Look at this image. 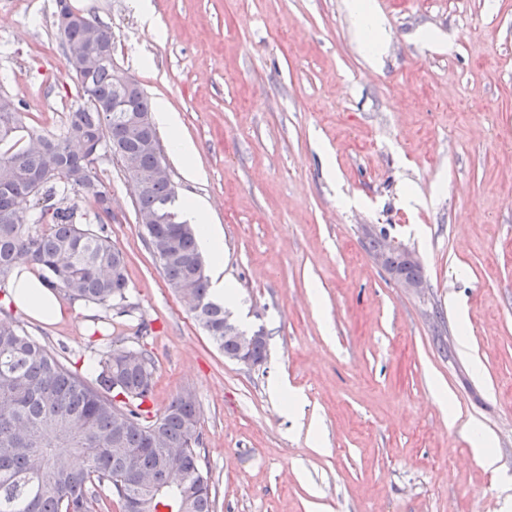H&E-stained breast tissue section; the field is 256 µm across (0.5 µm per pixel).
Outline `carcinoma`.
Returning <instances> with one entry per match:
<instances>
[{
    "instance_id": "carcinoma-1",
    "label": "carcinoma",
    "mask_w": 512,
    "mask_h": 512,
    "mask_svg": "<svg viewBox=\"0 0 512 512\" xmlns=\"http://www.w3.org/2000/svg\"><path fill=\"white\" fill-rule=\"evenodd\" d=\"M68 73L87 95L59 134L25 123L21 112H0V286L12 271L34 265L48 288L120 315L127 304L126 259L112 243L107 222H84L78 201L99 203L106 185L93 173L101 150L112 153L134 188L137 212L155 218L146 241L177 295L194 300L195 321L229 358L224 303L210 293L194 229L182 220V202L170 178H156L162 158L152 101L112 58V32L84 18L57 29ZM127 100L131 109L112 110ZM32 201L33 212L18 206ZM42 224L34 231L31 226ZM389 264L408 278H423L409 251ZM112 341L87 380L0 311V512H102L116 500L158 512L164 497L175 512H215L208 475L200 464L201 409L196 396L177 394L160 415L145 404L153 396L155 361L142 339Z\"/></svg>"
}]
</instances>
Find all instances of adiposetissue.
Returning a JSON list of instances; mask_svg holds the SVG:
<instances>
[{"label":"adipose tissue","mask_w":512,"mask_h":512,"mask_svg":"<svg viewBox=\"0 0 512 512\" xmlns=\"http://www.w3.org/2000/svg\"><path fill=\"white\" fill-rule=\"evenodd\" d=\"M351 16L359 30L361 43L369 54L370 62H377L386 39V30L376 13L372 0H348ZM155 120L159 129L166 132L174 156L180 161L188 179H196L197 149L180 132V123L175 111L165 104H158ZM184 215L198 233L200 248L209 255L213 267L211 292L215 299L235 303L237 294L224 281V242L217 226L212 222L208 206L199 199L187 200ZM8 300L17 310L46 320H54L60 314V304L55 293L48 288L32 267H24L21 274L12 276L6 283Z\"/></svg>","instance_id":"adipose-tissue-1"}]
</instances>
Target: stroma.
<instances>
[{"label": "stroma", "instance_id": "35a3bbf8", "mask_svg": "<svg viewBox=\"0 0 512 512\" xmlns=\"http://www.w3.org/2000/svg\"><path fill=\"white\" fill-rule=\"evenodd\" d=\"M375 2L387 38L373 65L344 0H153L159 37L132 0H71L178 112L200 169L187 179L164 151L179 197L204 200L224 236L232 319L268 336L260 367L224 357L101 155L134 307L114 331L152 327L151 413L195 393L215 512H512V0ZM55 10L0 0V91L56 134L83 97ZM381 234L418 256L423 294L374 260ZM61 306L51 324L18 319L92 377L108 344ZM437 385L451 407L433 402ZM477 430L495 469L474 453Z\"/></svg>", "mask_w": 512, "mask_h": 512}]
</instances>
